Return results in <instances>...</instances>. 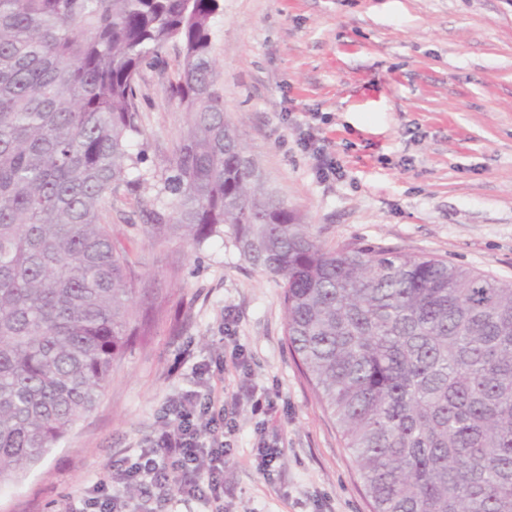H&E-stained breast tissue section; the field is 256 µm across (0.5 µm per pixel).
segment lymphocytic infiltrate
I'll list each match as a JSON object with an SVG mask.
<instances>
[{
	"instance_id": "obj_1",
	"label": "lymphocytic infiltrate",
	"mask_w": 512,
	"mask_h": 512,
	"mask_svg": "<svg viewBox=\"0 0 512 512\" xmlns=\"http://www.w3.org/2000/svg\"><path fill=\"white\" fill-rule=\"evenodd\" d=\"M174 410L179 421L163 430L156 450L142 454L131 469L113 473V484L137 483L148 490L219 495L221 484L205 437L216 434L224 423L223 393L211 387L192 392Z\"/></svg>"
}]
</instances>
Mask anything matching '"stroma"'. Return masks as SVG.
Returning <instances> with one entry per match:
<instances>
[{"label": "stroma", "instance_id": "35a3bbf8", "mask_svg": "<svg viewBox=\"0 0 512 512\" xmlns=\"http://www.w3.org/2000/svg\"><path fill=\"white\" fill-rule=\"evenodd\" d=\"M224 114L263 183L326 245L422 254L512 283V0H219ZM174 46L143 64L136 192L108 221L141 277L151 326L95 407L19 480L0 512H59L111 492L189 391L224 392L234 431L223 512H370L352 454L288 348L282 284L230 240H146L142 210L187 127ZM309 146H302V139ZM337 174H322V158ZM281 456L263 470L260 436Z\"/></svg>", "mask_w": 512, "mask_h": 512}]
</instances>
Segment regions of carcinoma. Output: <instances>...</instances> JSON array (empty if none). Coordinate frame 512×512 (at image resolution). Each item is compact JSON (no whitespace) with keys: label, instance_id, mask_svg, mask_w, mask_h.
<instances>
[{"label":"carcinoma","instance_id":"obj_1","mask_svg":"<svg viewBox=\"0 0 512 512\" xmlns=\"http://www.w3.org/2000/svg\"><path fill=\"white\" fill-rule=\"evenodd\" d=\"M219 0H0V484L97 403L138 331L112 242L141 66L170 42L188 113L146 233L230 234L283 283L288 344L372 512H512V283L432 255L324 245L245 163L216 88Z\"/></svg>","mask_w":512,"mask_h":512}]
</instances>
